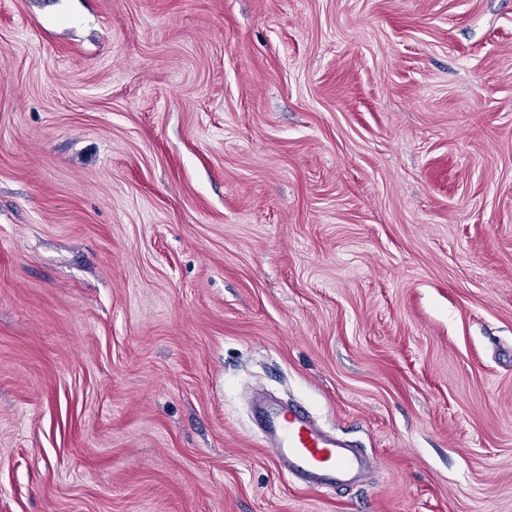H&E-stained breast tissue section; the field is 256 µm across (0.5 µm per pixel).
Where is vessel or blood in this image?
I'll list each match as a JSON object with an SVG mask.
<instances>
[{"mask_svg": "<svg viewBox=\"0 0 512 512\" xmlns=\"http://www.w3.org/2000/svg\"><path fill=\"white\" fill-rule=\"evenodd\" d=\"M261 419L273 442L275 465L309 486L333 490L352 484L367 463L363 454L347 448L299 407H267Z\"/></svg>", "mask_w": 512, "mask_h": 512, "instance_id": "vessel-or-blood-1", "label": "vessel or blood"}]
</instances>
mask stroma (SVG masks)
Here are the masks:
<instances>
[{
	"label": "stroma",
	"instance_id": "obj_1",
	"mask_svg": "<svg viewBox=\"0 0 512 512\" xmlns=\"http://www.w3.org/2000/svg\"><path fill=\"white\" fill-rule=\"evenodd\" d=\"M0 512H512V0H0ZM261 419L265 437L273 442L275 465L311 487L335 490L353 484L366 466L363 454L347 448L299 407H266Z\"/></svg>",
	"mask_w": 512,
	"mask_h": 512
}]
</instances>
